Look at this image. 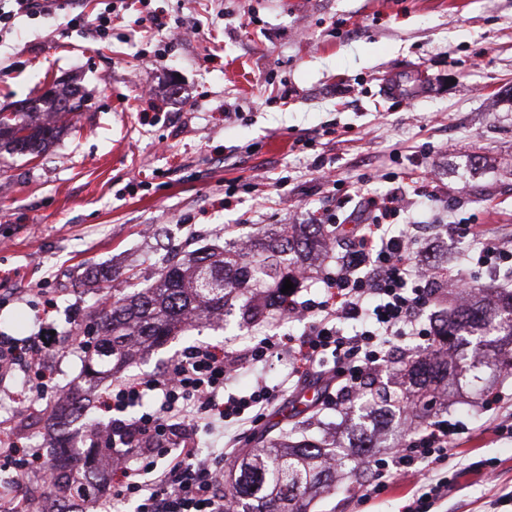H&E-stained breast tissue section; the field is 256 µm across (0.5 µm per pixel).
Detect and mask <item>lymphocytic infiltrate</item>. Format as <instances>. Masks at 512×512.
Returning a JSON list of instances; mask_svg holds the SVG:
<instances>
[{
    "mask_svg": "<svg viewBox=\"0 0 512 512\" xmlns=\"http://www.w3.org/2000/svg\"><path fill=\"white\" fill-rule=\"evenodd\" d=\"M72 0H0V33H10L17 18L49 14L71 6ZM363 204L368 223L358 225L350 252L338 256L327 273L328 295L321 301L289 299V316L310 319L302 338L267 336L230 357L207 345L187 348L165 371L113 381L101 405L108 423L87 429L85 438L113 454L101 467L110 500L135 501V512H236L224 497V467L203 456L199 430L226 434L248 425L260 426L273 391L257 384L246 395H225L224 388L239 365L271 358L302 363L304 376L319 373L321 383L337 390L360 391L377 376L400 342L423 335L420 319L447 286L462 287L457 276L421 266L418 241L408 230L391 233L402 209V190L367 194ZM354 321L344 332L340 320ZM55 337H30L20 342L0 337V384L17 369L28 375V393L45 397L58 390L46 382L40 366L43 352L54 350ZM332 367H325V360ZM151 408H144L145 400ZM455 424L432 421L414 437L398 439L395 448L374 462L370 478L360 484V499L386 492L397 477L416 478L419 487L404 512H425L430 501L448 493L446 478L429 477L428 467L444 463L458 439ZM135 454L128 467L119 449ZM41 459L33 448L21 447L10 423L0 424V467L25 472Z\"/></svg>",
    "mask_w": 512,
    "mask_h": 512,
    "instance_id": "obj_1",
    "label": "lymphocytic infiltrate"
}]
</instances>
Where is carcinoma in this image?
<instances>
[{
  "label": "carcinoma",
  "instance_id": "obj_1",
  "mask_svg": "<svg viewBox=\"0 0 512 512\" xmlns=\"http://www.w3.org/2000/svg\"><path fill=\"white\" fill-rule=\"evenodd\" d=\"M85 92L76 84L57 82L41 98L42 107L21 105L0 110V149L37 156L58 127L46 120L52 113L74 114L84 109ZM334 224L262 225L245 241L229 240L219 251L193 254L183 263L167 266L149 286L115 292L109 307L97 312L95 330L81 342L84 374L92 384L112 374L137 354L158 347L170 336L185 333L205 321L218 320L232 302H240L241 318L252 323L272 308L280 310L285 279L296 282L300 269L311 270L330 244L337 242ZM480 296L450 312L437 330L445 347L405 364L408 386L392 395L386 387L369 392V407L395 404L397 408L432 409L438 395L463 372L479 390L486 385L485 369L512 370V291L496 296L493 311ZM85 393L75 390L59 401L53 418L60 433L70 419L82 415ZM233 463L224 475V495L236 499L243 512H307L310 500L329 490L336 465H350V473L367 475L362 459L336 458L319 442L303 439L290 445L278 438ZM48 465L56 477L47 491L49 512H71L69 498L91 502L98 480V452L83 450L62 438L54 444Z\"/></svg>",
  "mask_w": 512,
  "mask_h": 512
}]
</instances>
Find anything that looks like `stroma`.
I'll return each instance as SVG.
<instances>
[{"label":"stroma","mask_w":512,"mask_h":512,"mask_svg":"<svg viewBox=\"0 0 512 512\" xmlns=\"http://www.w3.org/2000/svg\"><path fill=\"white\" fill-rule=\"evenodd\" d=\"M164 29L118 38L72 30L66 13L22 17L0 37V108L76 82L85 111L32 158L0 150V334H56L46 364L56 385L79 382L89 311L116 288H142L175 253L223 244L228 224L361 219L360 195L403 186L398 225L420 227V263L503 287L500 274L464 262L479 233L512 238V0H153ZM423 82L421 96L387 97L389 78ZM308 146L290 150L294 137ZM337 178L328 184L323 172ZM437 175L436 195L414 192ZM397 177L386 182L387 174ZM476 231L435 248L437 225ZM104 290L88 287V274ZM309 320L248 327L238 309L221 328L171 337L126 377L169 367L187 347L233 355L268 336H302ZM288 361L244 364L227 391L264 382L274 401L265 430L284 428L298 394L281 382ZM317 391L304 427L343 447L356 442L341 410ZM52 399L32 402L27 448L51 457ZM462 427L442 471L459 477L430 512H512V438L485 434L491 413L471 390L448 411ZM413 486L360 502L347 480L311 512H403Z\"/></svg>","instance_id":"1"}]
</instances>
